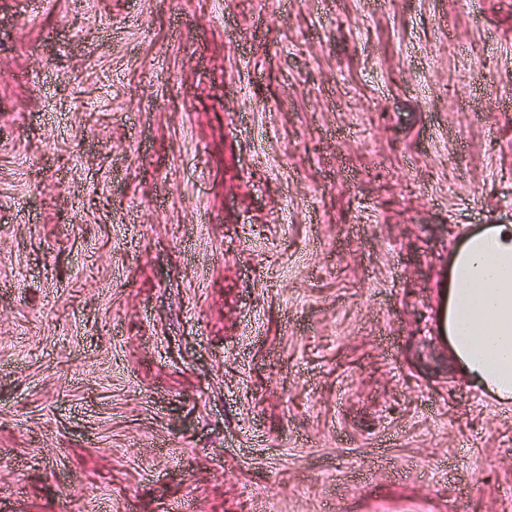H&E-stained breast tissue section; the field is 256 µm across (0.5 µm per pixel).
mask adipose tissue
Masks as SVG:
<instances>
[{
	"instance_id": "1",
	"label": "adipose tissue",
	"mask_w": 512,
	"mask_h": 512,
	"mask_svg": "<svg viewBox=\"0 0 512 512\" xmlns=\"http://www.w3.org/2000/svg\"><path fill=\"white\" fill-rule=\"evenodd\" d=\"M438 331L464 376L512 403V224L487 225L455 245Z\"/></svg>"
}]
</instances>
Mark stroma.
<instances>
[{
  "instance_id": "1",
  "label": "stroma",
  "mask_w": 512,
  "mask_h": 512,
  "mask_svg": "<svg viewBox=\"0 0 512 512\" xmlns=\"http://www.w3.org/2000/svg\"><path fill=\"white\" fill-rule=\"evenodd\" d=\"M484 224L512 0H0V512H512ZM438 331L464 376L512 403V224H489L453 248Z\"/></svg>"
}]
</instances>
